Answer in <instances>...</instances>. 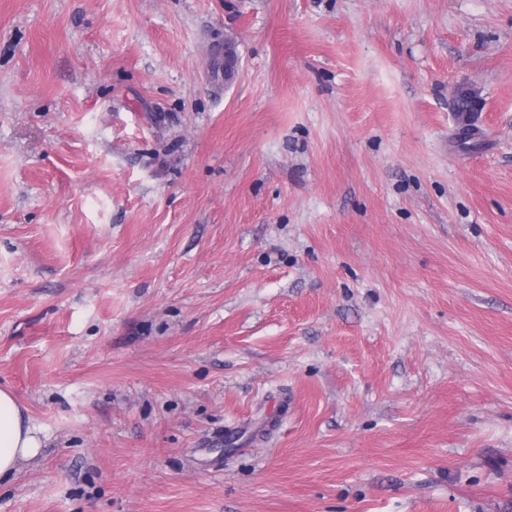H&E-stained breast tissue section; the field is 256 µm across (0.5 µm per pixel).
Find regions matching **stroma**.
Wrapping results in <instances>:
<instances>
[{"instance_id":"obj_1","label":"stroma","mask_w":512,"mask_h":512,"mask_svg":"<svg viewBox=\"0 0 512 512\" xmlns=\"http://www.w3.org/2000/svg\"><path fill=\"white\" fill-rule=\"evenodd\" d=\"M0 387V512H512V0H0ZM43 442L11 390L0 387V483L14 476L22 462L36 458Z\"/></svg>"}]
</instances>
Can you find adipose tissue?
Segmentation results:
<instances>
[{
  "label": "adipose tissue",
  "instance_id": "1",
  "mask_svg": "<svg viewBox=\"0 0 512 512\" xmlns=\"http://www.w3.org/2000/svg\"><path fill=\"white\" fill-rule=\"evenodd\" d=\"M43 446L11 390L0 387V481L14 476L22 462L36 458Z\"/></svg>",
  "mask_w": 512,
  "mask_h": 512
}]
</instances>
